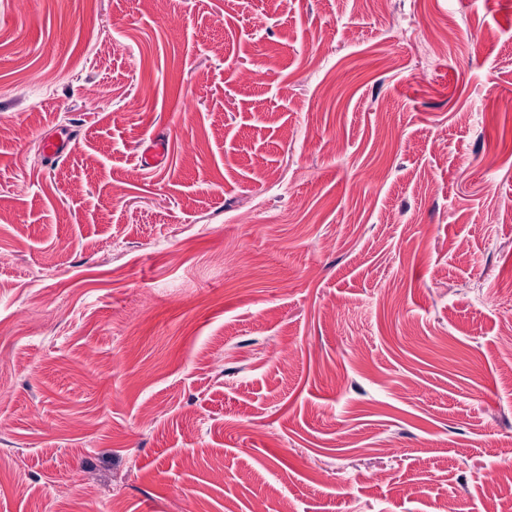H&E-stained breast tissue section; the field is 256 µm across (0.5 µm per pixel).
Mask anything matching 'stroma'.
Wrapping results in <instances>:
<instances>
[{
	"mask_svg": "<svg viewBox=\"0 0 512 512\" xmlns=\"http://www.w3.org/2000/svg\"><path fill=\"white\" fill-rule=\"evenodd\" d=\"M508 201L512 0H0V512L512 503Z\"/></svg>",
	"mask_w": 512,
	"mask_h": 512,
	"instance_id": "obj_1",
	"label": "stroma"
}]
</instances>
